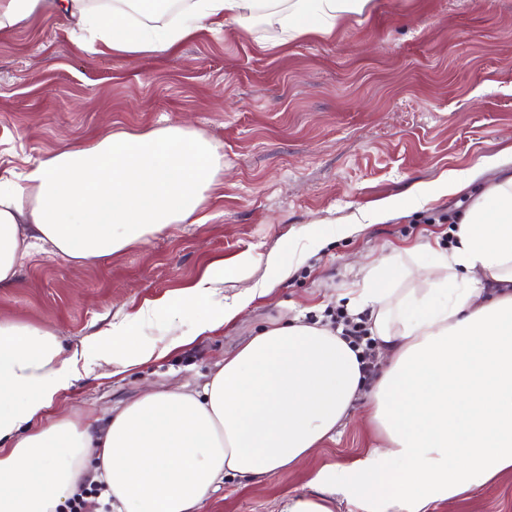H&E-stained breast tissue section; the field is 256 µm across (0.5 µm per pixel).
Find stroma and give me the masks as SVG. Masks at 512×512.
<instances>
[{"label": "stroma", "mask_w": 512, "mask_h": 512, "mask_svg": "<svg viewBox=\"0 0 512 512\" xmlns=\"http://www.w3.org/2000/svg\"><path fill=\"white\" fill-rule=\"evenodd\" d=\"M263 34L203 30L175 53L128 59L80 48L61 15L0 33V171L115 129L179 123L224 155V185L205 222L170 225L83 266L43 245L0 287V317L50 327L70 350L216 261L218 303L265 277L269 253L295 267L234 325L129 372L94 368L56 411L103 420L145 390L203 383L226 351L269 323L335 322L362 264L442 235L445 214L469 200L442 197L348 237L338 224L512 147V0H376L324 39L268 50ZM310 237L329 244L299 256L295 245ZM245 255L252 266H239ZM374 444L360 421L348 422L293 471L259 486L225 480L203 512H276L283 496L307 492L310 472ZM430 512H512V473Z\"/></svg>", "instance_id": "stroma-1"}]
</instances>
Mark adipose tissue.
I'll list each match as a JSON object with an SVG mask.
<instances>
[{
	"label": "adipose tissue",
	"mask_w": 512,
	"mask_h": 512,
	"mask_svg": "<svg viewBox=\"0 0 512 512\" xmlns=\"http://www.w3.org/2000/svg\"><path fill=\"white\" fill-rule=\"evenodd\" d=\"M370 0H188L164 19L158 0H0V31L62 11L90 41L126 58L175 51L203 29L266 24L274 49L328 36ZM478 167L448 172L440 195L471 190L449 216L452 241L365 266L345 308L364 322L385 364L372 373L363 346L342 328L295 316L226 352L201 389L145 393L103 421L51 417L88 372V357L126 371L233 324L288 274L277 254L269 279L220 305L224 265L212 264L174 296L66 350L48 327L0 317V512H66L93 483L112 512H201L225 478L259 485L295 469L335 439L353 414L377 441L340 468L312 473L310 491L279 512H429L512 473V176L481 188ZM224 184V156L182 125L114 131L64 145L0 174V285L38 244L73 262H96L173 224L201 222ZM431 256L423 287L394 275ZM205 308L209 315L164 345L144 343L137 322ZM122 344L124 357L112 348Z\"/></svg>",
	"instance_id": "ef3b65f1"
}]
</instances>
